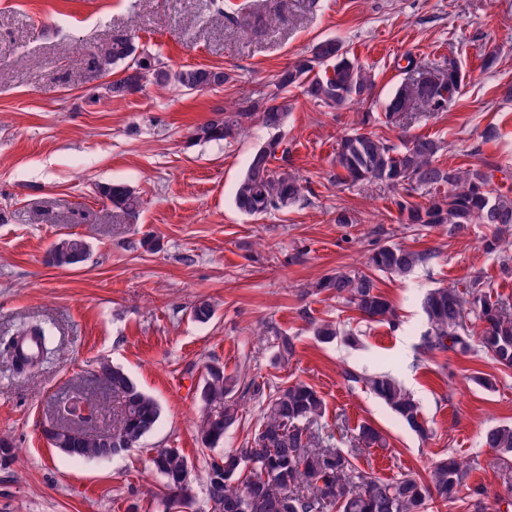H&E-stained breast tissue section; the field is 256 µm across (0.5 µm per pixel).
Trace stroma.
<instances>
[{
	"instance_id": "1",
	"label": "stroma",
	"mask_w": 512,
	"mask_h": 512,
	"mask_svg": "<svg viewBox=\"0 0 512 512\" xmlns=\"http://www.w3.org/2000/svg\"><path fill=\"white\" fill-rule=\"evenodd\" d=\"M220 9L230 20L214 21ZM117 31L168 69L220 67L231 79L198 92L150 84L112 96L91 53ZM326 37L370 71L373 94L332 110L293 89L283 132L306 199L242 214L235 187L266 131L197 145L188 131L270 92L279 70ZM427 67L458 68L464 84L440 111L385 119L386 100ZM361 126L395 144L430 137L443 167H480L492 190L512 189V0H0V512H163L151 462L159 448L186 457L191 512H207L197 387L209 364L241 387L224 449L245 447L273 387L300 380L323 399L316 427L335 447L350 448L365 422L384 435L385 447L358 453L359 470L423 479L453 455L468 488H486L485 512H497L507 486L482 436L512 425V369L482 352L428 350L420 302L429 289L465 293L477 281L512 311V226L490 252L487 225L452 234L403 223L398 191L341 180L336 142ZM489 127L495 139L484 138ZM110 182L140 195L138 216L100 198L98 185ZM343 210L352 223H337ZM70 234L88 245L87 259L54 266L49 249ZM394 243L428 256L407 276H376L398 325L362 321L334 293L312 292L336 272L364 271L366 255ZM203 300L214 315L199 323L190 311ZM31 320L51 328L56 351L21 373L10 350ZM321 320L353 332L356 344L318 341L311 324ZM279 332L294 342L285 361L275 357ZM104 361L155 398L161 415L122 456L78 461L45 431L79 391L97 412L74 425L111 428L117 404L98 382ZM377 373L419 401L429 439L364 386L362 376ZM479 376L495 388L477 385Z\"/></svg>"
}]
</instances>
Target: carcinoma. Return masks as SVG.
Instances as JSON below:
<instances>
[{
	"label": "carcinoma",
	"instance_id": "cac0c4a2",
	"mask_svg": "<svg viewBox=\"0 0 512 512\" xmlns=\"http://www.w3.org/2000/svg\"><path fill=\"white\" fill-rule=\"evenodd\" d=\"M93 60L102 65H121L119 77L106 86L114 96L133 94L145 83H173L185 90L203 91L224 85L229 75L217 67L165 69L160 60L137 53L132 38L122 32L92 51ZM463 74L451 69L443 74L421 72L401 84L385 104V117L416 108L440 110L456 93ZM374 81L362 65L348 56L341 41L325 38L315 43L309 54L283 67L275 75L274 90L249 99L234 109L193 127L188 139L196 143L220 142L238 134L245 122L255 119L274 132L251 154L238 181L234 205L252 217L281 210L305 197L306 187L288 170V147L280 137L290 110L288 92L300 88L304 95L331 109L364 102L371 95ZM435 140L416 136L400 146L359 128L340 137L336 147V166L344 180L385 182L392 186L416 185L427 189L425 204L404 199L398 203L402 221L423 227L448 225L458 232L470 224L495 227L512 226V195L494 193L488 186L492 174L478 168L444 169L439 166ZM282 165L274 166L276 155ZM100 197L127 215L136 216L141 198L123 183L98 186ZM84 244L79 237L62 238L53 244L50 256L58 267L75 265L76 249ZM424 253L401 245L377 248L367 258V267L394 276H405L424 263ZM356 309L370 322L395 325L392 304L378 291L374 278L366 273L338 272L316 284ZM426 321L423 332L430 350L453 351L467 355L474 347L488 353L499 365L512 369V314L481 295L468 299L456 288L429 290L421 303ZM479 326L470 334L466 318ZM313 334L330 343L344 336L356 343L352 333L341 334L331 321L312 322ZM16 335L34 336L37 366L53 352V335L43 322H24ZM100 375L119 404L112 429L89 432L80 427L60 426L47 432L49 441L58 442L65 454L77 459H95L106 451L120 456L135 447L157 424L160 407L119 367L108 363ZM363 382L395 415L417 434L429 430L419 403L390 376H366ZM199 396L204 414L198 425L201 444L206 449L224 441V433L238 420L235 398L238 379L224 374L220 366H206L200 377ZM324 402L307 383L296 380L275 387L266 396L260 422L246 447L211 456L205 469L210 512H430L437 503L460 500L466 486V468L453 456L436 460L429 480L411 474L382 479L355 467L350 455L331 445L314 446L316 435L310 426L322 416ZM358 443L366 448L381 447L384 437L370 423L358 428ZM485 444L502 454V467L512 472V425L492 427L485 433ZM159 478L157 496L164 509L192 504L188 462L175 448H160L152 458Z\"/></svg>",
	"mask_w": 512,
	"mask_h": 512
}]
</instances>
